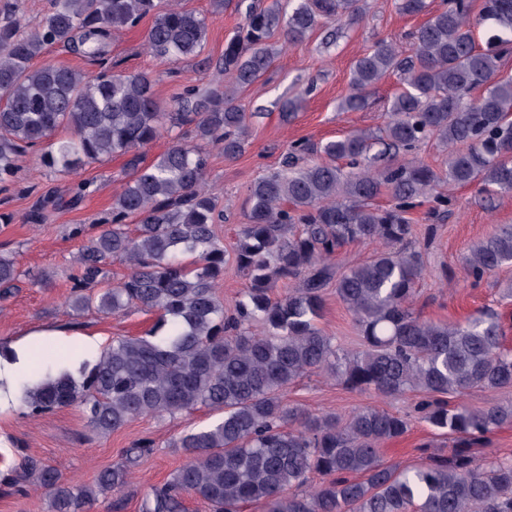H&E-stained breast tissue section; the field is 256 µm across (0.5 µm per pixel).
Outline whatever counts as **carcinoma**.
<instances>
[{"mask_svg": "<svg viewBox=\"0 0 512 512\" xmlns=\"http://www.w3.org/2000/svg\"><path fill=\"white\" fill-rule=\"evenodd\" d=\"M428 8L427 0H398L406 15ZM473 9V0H442L413 34L411 56L382 41L357 59L342 111L361 109L386 75L402 78L381 127L330 140L317 149L321 159L302 165L308 147L296 144L281 168L250 186L234 248L247 287L227 312L217 295L226 254L215 224L223 211L206 186L207 147L230 161L245 152L251 115L237 93L270 68L274 32L301 42L320 26L358 17L360 0L247 4L221 59L234 86L189 88L175 112L161 106L148 72L87 74L35 60L56 45L100 58L114 34L146 18L143 45L151 56L197 57L207 36L202 14L161 0H52L24 32L15 3L0 0V184L14 177L29 149L64 173L129 156L130 176L113 197L107 225L76 257L69 305L111 316L134 309L157 315L143 334L113 339L77 377L52 373L51 356H43L44 378L22 386V407L40 416L76 405L104 436L139 417L163 421L200 407L223 413L173 443L187 461L145 495L141 512H185L189 497L211 512H242L248 503L263 504L265 512H512V458L486 453L490 435L512 424V398L485 406L462 401L473 389L512 390V350L502 344L500 318L478 310L463 321H433L413 308L423 263L409 245L408 215L427 202L448 206L436 193L442 182L512 194V77L501 75L512 45V0H483L476 19ZM173 131L176 142L142 164V152ZM427 137L446 151L438 169L409 157ZM376 143L383 149L368 156ZM384 192L388 207L375 203ZM353 243L378 249L335 271L338 252ZM112 259L129 272L103 288ZM462 265L475 284L511 266L512 225L470 246ZM22 276L15 258L1 252L0 298ZM287 279L300 287L272 298L276 283ZM331 284L353 316L356 350L319 325ZM312 372L383 397L420 393V418L454 448L411 466L386 462L382 445L404 436L410 419L372 406L340 416L288 403V385ZM149 448L147 440L133 444L83 484L21 452L0 485L13 493L44 491L50 512H91L101 498L109 512H122L121 493Z\"/></svg>", "mask_w": 512, "mask_h": 512, "instance_id": "carcinoma-1", "label": "carcinoma"}]
</instances>
